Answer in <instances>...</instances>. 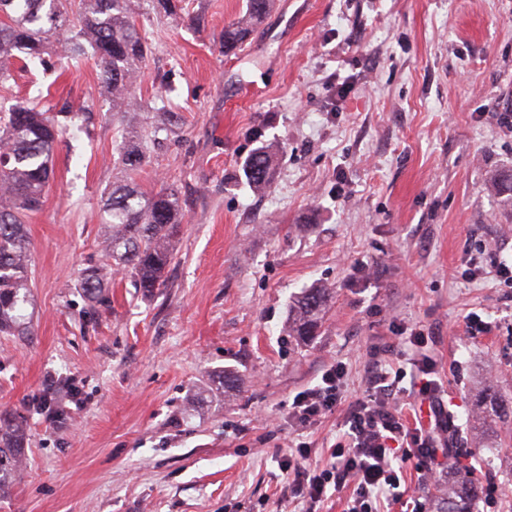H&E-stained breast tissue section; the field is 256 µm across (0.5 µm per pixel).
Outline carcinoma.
I'll list each match as a JSON object with an SVG mask.
<instances>
[{"label":"carcinoma","mask_w":512,"mask_h":512,"mask_svg":"<svg viewBox=\"0 0 512 512\" xmlns=\"http://www.w3.org/2000/svg\"><path fill=\"white\" fill-rule=\"evenodd\" d=\"M134 0H82L84 9L70 17L67 0H0V55L24 63L45 64L50 41L61 44L66 56L79 59L89 54L112 95V110L137 109L131 88L139 79L138 64L149 46L136 23ZM273 0H245L243 10L224 25V53L233 54L251 42L272 7ZM74 119L76 112L62 106L57 112H38L14 104L0 110V333L30 336L33 333L29 286L30 241L27 213L38 209L53 171V158L67 125L58 117ZM135 132L125 137L122 160L137 170L144 155L134 142ZM274 155L266 146L255 148L246 159L243 174L253 191L271 182ZM109 234L105 250L109 265L134 279L147 294L162 286L172 261L171 242L179 232L183 207L173 188L145 193L132 181L115 185L103 203ZM106 269L85 267L79 285L84 295L97 299L108 287ZM331 291L306 290L288 319V335L310 340L317 335L319 320ZM23 428L15 413L0 411V491L15 478L23 448ZM482 487L463 479L455 491L434 503L431 512H470V502Z\"/></svg>","instance_id":"cac0c4a2"}]
</instances>
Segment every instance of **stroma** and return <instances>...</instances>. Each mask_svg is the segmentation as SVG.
Masks as SVG:
<instances>
[{
    "mask_svg": "<svg viewBox=\"0 0 512 512\" xmlns=\"http://www.w3.org/2000/svg\"><path fill=\"white\" fill-rule=\"evenodd\" d=\"M242 4L138 16L137 111L113 112L89 59L17 63L0 85L2 107L81 115L27 219L34 333L0 335V409L26 421L0 512H306L277 458L304 442L325 464L342 430L336 412L294 424V396L340 363L354 400L368 352L418 330L448 407L443 488L512 487V422L485 409L512 397V288L494 272L512 261V193L494 186L512 172V0H275L228 55ZM261 145L277 164L255 192L242 166ZM129 178L184 200L173 259L153 295L120 272L93 303L79 275L103 262L104 196ZM320 286L334 294L319 332L295 344L288 312ZM473 312L490 334L465 335ZM47 394L65 422L38 412Z\"/></svg>",
    "mask_w": 512,
    "mask_h": 512,
    "instance_id": "35a3bbf8",
    "label": "stroma"
}]
</instances>
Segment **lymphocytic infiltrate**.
<instances>
[{
  "label": "lymphocytic infiltrate",
  "instance_id": "lymphocytic-infiltrate-1",
  "mask_svg": "<svg viewBox=\"0 0 512 512\" xmlns=\"http://www.w3.org/2000/svg\"><path fill=\"white\" fill-rule=\"evenodd\" d=\"M342 365L326 369L313 387L298 392L289 414L307 426L340 404ZM434 367H427L414 391L401 387L382 364H373L362 395L344 412L343 433L330 449L326 464L312 465L307 444L289 453L283 468L291 478L294 497L316 502L328 491L349 489L344 512H381L382 504L408 506L396 460L414 461L428 481L442 473L438 461L448 411Z\"/></svg>",
  "mask_w": 512,
  "mask_h": 512
}]
</instances>
